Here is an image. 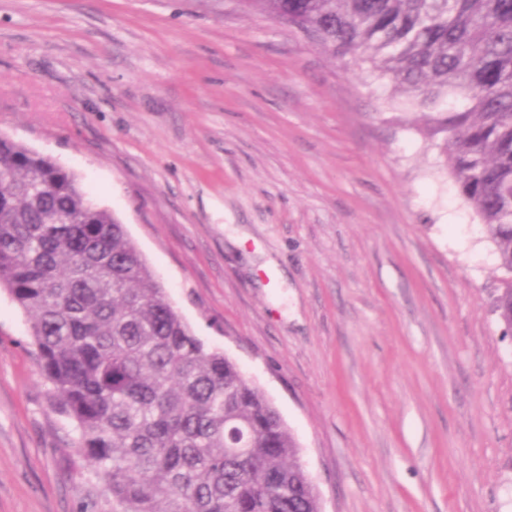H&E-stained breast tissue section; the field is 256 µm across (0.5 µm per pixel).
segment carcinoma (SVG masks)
<instances>
[{"instance_id": "1", "label": "carcinoma", "mask_w": 512, "mask_h": 512, "mask_svg": "<svg viewBox=\"0 0 512 512\" xmlns=\"http://www.w3.org/2000/svg\"><path fill=\"white\" fill-rule=\"evenodd\" d=\"M246 2L408 94L507 274L492 311L512 332V0ZM2 287L113 512H321L277 407L196 335L119 219L3 134Z\"/></svg>"}]
</instances>
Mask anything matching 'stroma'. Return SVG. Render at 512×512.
Listing matches in <instances>:
<instances>
[{
  "label": "stroma",
  "instance_id": "stroma-1",
  "mask_svg": "<svg viewBox=\"0 0 512 512\" xmlns=\"http://www.w3.org/2000/svg\"><path fill=\"white\" fill-rule=\"evenodd\" d=\"M0 133L125 224L322 512H512L503 272L370 63L241 0H0ZM75 439L0 288V512H112Z\"/></svg>",
  "mask_w": 512,
  "mask_h": 512
}]
</instances>
